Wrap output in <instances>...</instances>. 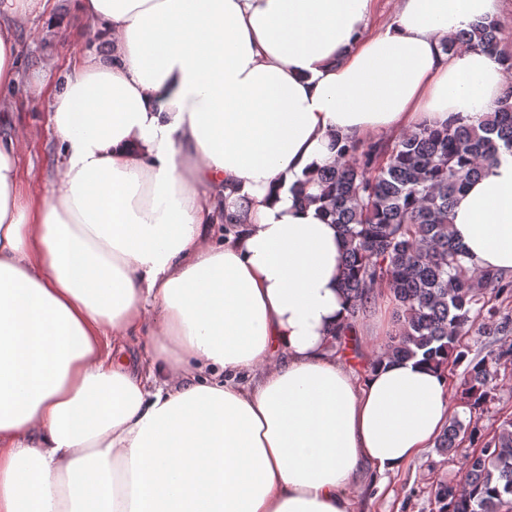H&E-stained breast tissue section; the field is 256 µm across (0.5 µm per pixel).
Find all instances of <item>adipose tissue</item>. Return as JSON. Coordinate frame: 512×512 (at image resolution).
Returning a JSON list of instances; mask_svg holds the SVG:
<instances>
[{
	"mask_svg": "<svg viewBox=\"0 0 512 512\" xmlns=\"http://www.w3.org/2000/svg\"><path fill=\"white\" fill-rule=\"evenodd\" d=\"M71 2L109 51L60 45L42 201L0 135V512H352L433 446L448 375L337 358L345 245L295 187L334 140L489 112L499 57L441 45L500 0H395L373 35V0ZM41 7L0 0V101ZM451 221L512 274V154Z\"/></svg>",
	"mask_w": 512,
	"mask_h": 512,
	"instance_id": "adipose-tissue-1",
	"label": "adipose tissue"
}]
</instances>
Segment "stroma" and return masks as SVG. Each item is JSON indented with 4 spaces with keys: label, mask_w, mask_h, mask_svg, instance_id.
Listing matches in <instances>:
<instances>
[{
    "label": "stroma",
    "mask_w": 512,
    "mask_h": 512,
    "mask_svg": "<svg viewBox=\"0 0 512 512\" xmlns=\"http://www.w3.org/2000/svg\"><path fill=\"white\" fill-rule=\"evenodd\" d=\"M49 14L60 19L59 28L48 27L45 17ZM16 40L23 82L6 101L0 132L18 130L27 136L19 159V189L24 198L33 200L44 197L49 188L58 147L46 125V103L30 100L25 84L33 77L43 76L50 67L58 73L64 71L67 58L58 52L60 41H69L80 53H101L105 46L95 38L90 22L71 10L70 0H47L43 12L30 14L18 24ZM394 321V312L383 314L375 307L360 314L356 324L362 336L352 356L347 357V364L362 368L381 352L388 343L384 327ZM466 453V448L460 447L444 456L437 448H430L382 486L374 484L369 473H361L351 489L356 512H435L433 482L458 479Z\"/></svg>",
    "instance_id": "1"
}]
</instances>
